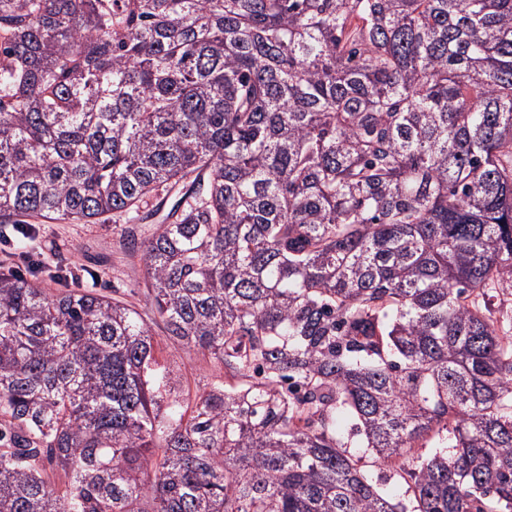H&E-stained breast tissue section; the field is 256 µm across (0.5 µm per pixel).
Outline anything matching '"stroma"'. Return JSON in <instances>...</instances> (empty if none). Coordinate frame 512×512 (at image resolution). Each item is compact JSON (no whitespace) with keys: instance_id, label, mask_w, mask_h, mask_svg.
<instances>
[{"instance_id":"obj_1","label":"stroma","mask_w":512,"mask_h":512,"mask_svg":"<svg viewBox=\"0 0 512 512\" xmlns=\"http://www.w3.org/2000/svg\"><path fill=\"white\" fill-rule=\"evenodd\" d=\"M124 225L33 223L30 235L13 225L0 224V271L22 267L27 279L42 287L54 285L57 269L69 273L68 287L90 289L126 302L143 305L146 285L142 255L123 245ZM160 360L172 369L192 374L197 385L219 379L222 368L192 348L161 341Z\"/></svg>"}]
</instances>
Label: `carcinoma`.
Returning <instances> with one entry per match:
<instances>
[{
	"instance_id": "1",
	"label": "carcinoma",
	"mask_w": 512,
	"mask_h": 512,
	"mask_svg": "<svg viewBox=\"0 0 512 512\" xmlns=\"http://www.w3.org/2000/svg\"><path fill=\"white\" fill-rule=\"evenodd\" d=\"M162 193L142 310L0 273V512H512V0H0V224ZM156 340L160 342V350L157 355L160 360L165 361L175 371L181 370L182 373L192 374L191 389L195 391L193 378L196 384L201 388L211 383L219 377H223V370L212 359L204 357L201 353L192 348L180 344H173L166 341L161 335H155ZM370 469L373 471L375 478H378L381 488L395 494L397 500L402 498L404 483L393 465H376Z\"/></svg>"
}]
</instances>
